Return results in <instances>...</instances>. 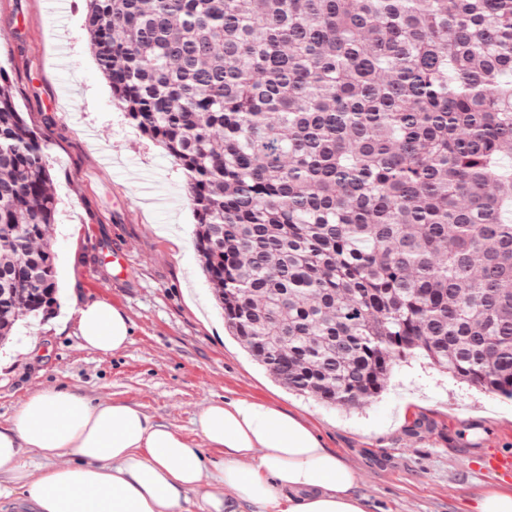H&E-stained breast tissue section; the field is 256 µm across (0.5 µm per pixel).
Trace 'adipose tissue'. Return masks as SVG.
I'll return each mask as SVG.
<instances>
[{"mask_svg":"<svg viewBox=\"0 0 512 512\" xmlns=\"http://www.w3.org/2000/svg\"><path fill=\"white\" fill-rule=\"evenodd\" d=\"M84 348L113 354L128 317L72 300ZM191 441L123 401L55 387L0 425V501L16 512H368L351 468L300 419L268 401L209 403Z\"/></svg>","mask_w":512,"mask_h":512,"instance_id":"1","label":"adipose tissue"}]
</instances>
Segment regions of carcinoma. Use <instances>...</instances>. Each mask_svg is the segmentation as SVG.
Masks as SVG:
<instances>
[{
	"label": "carcinoma",
	"instance_id": "cac0c4a2",
	"mask_svg": "<svg viewBox=\"0 0 512 512\" xmlns=\"http://www.w3.org/2000/svg\"><path fill=\"white\" fill-rule=\"evenodd\" d=\"M85 2L269 375L358 408L415 354L512 399V0ZM50 181L0 68V341L56 303Z\"/></svg>",
	"mask_w": 512,
	"mask_h": 512
}]
</instances>
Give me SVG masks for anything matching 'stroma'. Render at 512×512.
I'll return each instance as SVG.
<instances>
[{
	"label": "stroma",
	"instance_id": "35a3bbf8",
	"mask_svg": "<svg viewBox=\"0 0 512 512\" xmlns=\"http://www.w3.org/2000/svg\"><path fill=\"white\" fill-rule=\"evenodd\" d=\"M84 15V0H0V60L18 111L47 145L58 200L57 301L0 343V424L44 387L137 405L191 439L211 401L272 400L354 471L369 512H466L477 492L512 488L511 476L482 465L512 452V400L414 355L394 365L364 409L330 408L288 392L228 335L194 246L187 178L113 102ZM112 249L124 257V276L112 271ZM73 292L126 313L123 351L86 349L75 321L60 322Z\"/></svg>",
	"mask_w": 512,
	"mask_h": 512
}]
</instances>
